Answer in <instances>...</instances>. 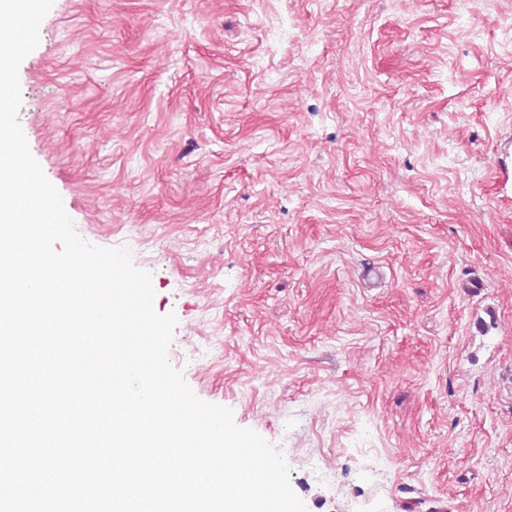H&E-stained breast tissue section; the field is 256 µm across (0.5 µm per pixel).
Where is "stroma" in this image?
<instances>
[{"mask_svg":"<svg viewBox=\"0 0 512 512\" xmlns=\"http://www.w3.org/2000/svg\"><path fill=\"white\" fill-rule=\"evenodd\" d=\"M18 79L306 512H512V0H53Z\"/></svg>","mask_w":512,"mask_h":512,"instance_id":"1","label":"stroma"}]
</instances>
